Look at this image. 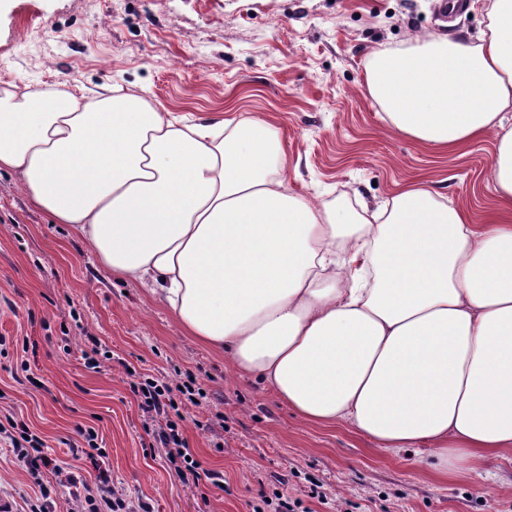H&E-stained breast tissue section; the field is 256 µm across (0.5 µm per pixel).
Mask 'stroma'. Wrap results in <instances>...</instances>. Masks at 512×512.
<instances>
[{"instance_id":"stroma-1","label":"stroma","mask_w":512,"mask_h":512,"mask_svg":"<svg viewBox=\"0 0 512 512\" xmlns=\"http://www.w3.org/2000/svg\"><path fill=\"white\" fill-rule=\"evenodd\" d=\"M0 0V88L64 83L145 90L192 119L255 117L288 156L290 191L353 209L429 182L474 223L501 208L493 136L448 151L393 128L368 92L375 52L408 54L453 29L477 38L489 0ZM0 172V411H14L66 459L76 426L101 456L76 461L150 512H252L281 493L300 512H512V455L479 473L440 475L429 451L378 449L339 425L306 422L224 355L186 336L165 304L103 269L67 225L34 209ZM97 339L112 358L84 367ZM194 374L207 397L183 408L181 431L219 484H186L143 427L132 373ZM41 387H33L30 377ZM32 479L0 440V501L21 512Z\"/></svg>"}]
</instances>
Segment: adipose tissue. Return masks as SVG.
Returning <instances> with one entry per match:
<instances>
[{
  "label": "adipose tissue",
  "mask_w": 512,
  "mask_h": 512,
  "mask_svg": "<svg viewBox=\"0 0 512 512\" xmlns=\"http://www.w3.org/2000/svg\"><path fill=\"white\" fill-rule=\"evenodd\" d=\"M488 18L475 42L377 53L369 92L439 150L495 131L512 206V0ZM272 145L260 122H191L120 86L0 90V170L29 202L305 421L430 449L443 474L512 452V224L422 181L387 208L315 204Z\"/></svg>",
  "instance_id": "obj_1"
}]
</instances>
